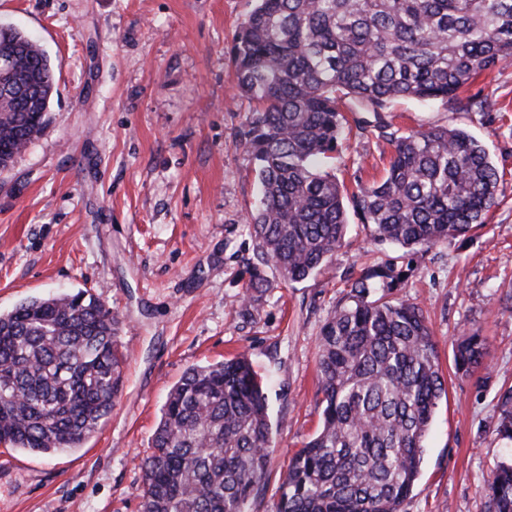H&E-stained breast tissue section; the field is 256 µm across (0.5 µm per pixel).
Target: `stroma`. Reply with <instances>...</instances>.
I'll use <instances>...</instances> for the list:
<instances>
[{"label": "stroma", "instance_id": "35a3bbf8", "mask_svg": "<svg viewBox=\"0 0 512 512\" xmlns=\"http://www.w3.org/2000/svg\"><path fill=\"white\" fill-rule=\"evenodd\" d=\"M255 0H0V27L46 51L55 85L45 128L0 172V312L51 292L89 290L121 322L124 386L99 430L73 452L0 444V512H140L142 463L170 389L196 365L245 355L266 384L275 445L251 512H276L293 453L318 428L323 324L352 282L396 260L394 297L418 303L448 395L425 441L402 512H489L483 478L512 459L494 433L512 386V63L468 89L474 105L400 100L404 130L462 128L501 174L485 226L429 251L377 245L355 211L321 272L242 292L255 266L245 228L260 185L239 144L253 104L234 92L233 37ZM391 147L349 135L333 154L340 181L379 178ZM486 355L454 368L472 333ZM484 340L479 333L466 336L454 349V365L456 372L468 376L473 368L481 365L484 358Z\"/></svg>", "mask_w": 512, "mask_h": 512}]
</instances>
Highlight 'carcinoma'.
Segmentation results:
<instances>
[{"label": "carcinoma", "mask_w": 512, "mask_h": 512, "mask_svg": "<svg viewBox=\"0 0 512 512\" xmlns=\"http://www.w3.org/2000/svg\"><path fill=\"white\" fill-rule=\"evenodd\" d=\"M26 92L0 100V170L47 123L54 81L46 52L0 28ZM240 95L255 102L241 145L261 187L248 217L260 263L286 282L327 266L342 247L350 197L373 240L405 252L467 234L497 202L500 174L459 128L403 132L392 100H459L481 73L512 62V0H257L231 48ZM349 99L374 112L393 146L384 175L348 193L328 169ZM402 272L355 280L319 341L321 421L288 463L277 512H401L420 476L434 410L447 395L422 308L389 300ZM475 332L456 372L481 365ZM119 320L88 290L33 297L0 313V443L38 454L83 447L123 389ZM495 434L512 441V390ZM274 447L268 401L239 355L190 368L161 409L143 462L141 512H248ZM492 512H512V461L484 478Z\"/></svg>", "instance_id": "1"}]
</instances>
